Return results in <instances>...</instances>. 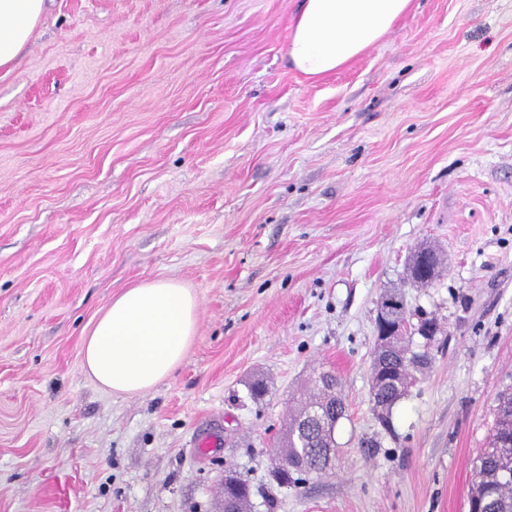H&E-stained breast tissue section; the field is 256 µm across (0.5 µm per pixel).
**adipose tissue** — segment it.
<instances>
[{
	"instance_id": "1",
	"label": "adipose tissue",
	"mask_w": 512,
	"mask_h": 512,
	"mask_svg": "<svg viewBox=\"0 0 512 512\" xmlns=\"http://www.w3.org/2000/svg\"><path fill=\"white\" fill-rule=\"evenodd\" d=\"M44 0H0V68L12 66L43 12ZM412 0H303L288 44L292 66L317 79L382 39ZM198 326V300L170 280L126 289L101 312L81 345L82 365L117 394H141L171 376Z\"/></svg>"
}]
</instances>
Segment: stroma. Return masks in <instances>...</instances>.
Masks as SVG:
<instances>
[{
  "instance_id": "stroma-1",
  "label": "stroma",
  "mask_w": 512,
  "mask_h": 512,
  "mask_svg": "<svg viewBox=\"0 0 512 512\" xmlns=\"http://www.w3.org/2000/svg\"><path fill=\"white\" fill-rule=\"evenodd\" d=\"M301 0H46L0 69V512H468L512 392V0H413L344 68L287 60ZM425 246L442 266L405 285ZM169 279L198 332L142 395L91 379L83 335ZM436 318L382 426V294ZM343 382L332 473L280 487L291 397ZM267 385L260 399L249 386Z\"/></svg>"
}]
</instances>
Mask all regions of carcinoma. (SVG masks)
<instances>
[{"instance_id":"carcinoma-1","label":"carcinoma","mask_w":512,"mask_h":512,"mask_svg":"<svg viewBox=\"0 0 512 512\" xmlns=\"http://www.w3.org/2000/svg\"><path fill=\"white\" fill-rule=\"evenodd\" d=\"M407 368L419 372L431 363L429 351L414 352L405 346ZM340 380L332 381L320 376L313 382V393L301 401L288 417L286 432L281 439L279 459L284 464L277 483L297 484L301 478L293 477L303 462L324 475L329 470L328 448L337 446L335 428L344 418L345 402L335 394ZM408 392L397 379L371 390L372 400L386 405L387 411ZM230 495L249 512V486L240 478L224 483ZM469 512H512V393L500 395L496 421L488 447L480 449L475 466V478L468 493Z\"/></svg>"}]
</instances>
